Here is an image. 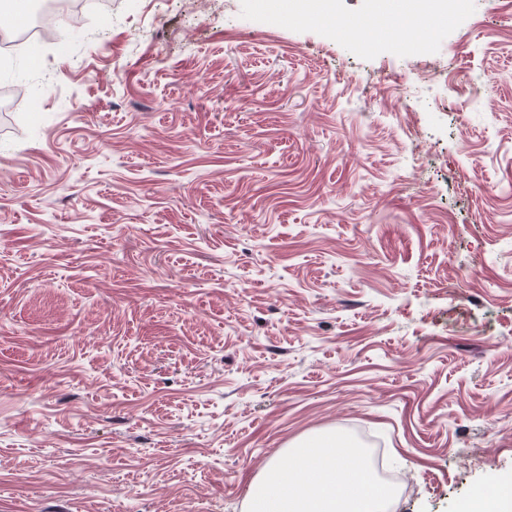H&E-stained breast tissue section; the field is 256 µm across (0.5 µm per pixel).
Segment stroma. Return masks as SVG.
<instances>
[{
	"mask_svg": "<svg viewBox=\"0 0 512 512\" xmlns=\"http://www.w3.org/2000/svg\"><path fill=\"white\" fill-rule=\"evenodd\" d=\"M469 2L368 50L110 0L0 67V512H244L332 430L388 512L512 476V0Z\"/></svg>",
	"mask_w": 512,
	"mask_h": 512,
	"instance_id": "35a3bbf8",
	"label": "stroma"
}]
</instances>
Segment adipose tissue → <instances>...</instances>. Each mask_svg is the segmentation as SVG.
Here are the masks:
<instances>
[{
    "label": "adipose tissue",
    "mask_w": 512,
    "mask_h": 512,
    "mask_svg": "<svg viewBox=\"0 0 512 512\" xmlns=\"http://www.w3.org/2000/svg\"><path fill=\"white\" fill-rule=\"evenodd\" d=\"M286 16L302 14L323 19L335 35L350 23L337 13L336 0H277ZM448 18L440 0H400L396 26L411 44L422 43L430 24ZM288 464L269 463L251 485L246 512H384L390 497L365 465L357 448L327 431L295 442L287 450ZM465 512H512V480L479 485Z\"/></svg>",
    "instance_id": "ef3b65f1"
}]
</instances>
